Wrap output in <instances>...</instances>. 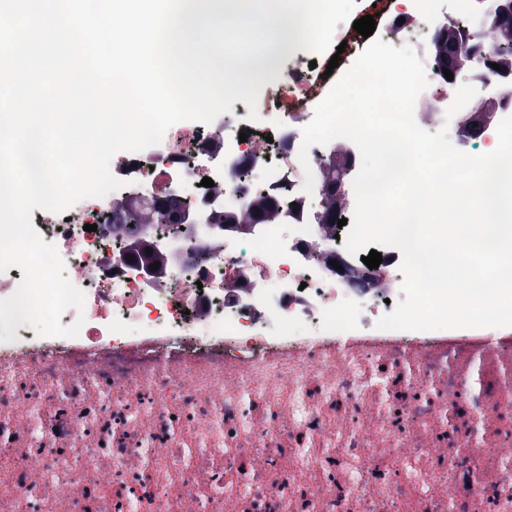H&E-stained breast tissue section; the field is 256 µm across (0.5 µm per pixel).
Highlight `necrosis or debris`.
I'll return each mask as SVG.
<instances>
[{"label": "necrosis or debris", "mask_w": 512, "mask_h": 512, "mask_svg": "<svg viewBox=\"0 0 512 512\" xmlns=\"http://www.w3.org/2000/svg\"><path fill=\"white\" fill-rule=\"evenodd\" d=\"M427 3L391 30L424 64L421 100L438 102L415 120L443 125L457 86H493L496 147L512 79L482 63L445 83L426 48L447 10ZM324 97L296 68L257 120L220 116L154 154L116 153L121 189L32 216L85 303L61 317L81 321L77 336L24 324L0 343V512H512V344L360 339L402 279L391 254L371 269L317 243L343 142L304 164L299 151ZM258 196L272 219L227 224ZM153 205L182 224L130 233L124 215ZM138 237L157 270L133 255ZM354 282L370 294L361 316Z\"/></svg>", "instance_id": "4bbe7bcc"}]
</instances>
